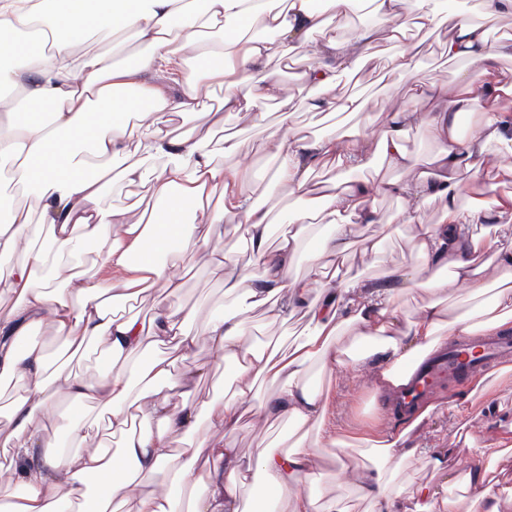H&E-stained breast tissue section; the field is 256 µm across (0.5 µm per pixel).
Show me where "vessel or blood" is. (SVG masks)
Segmentation results:
<instances>
[{"label": "vessel or blood", "instance_id": "obj_1", "mask_svg": "<svg viewBox=\"0 0 512 512\" xmlns=\"http://www.w3.org/2000/svg\"><path fill=\"white\" fill-rule=\"evenodd\" d=\"M512 359V337L501 334L465 336L426 358L408 382L395 388L388 405L393 412L410 415L449 379H465L485 367Z\"/></svg>", "mask_w": 512, "mask_h": 512}]
</instances>
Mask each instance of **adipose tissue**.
<instances>
[{
  "mask_svg": "<svg viewBox=\"0 0 512 512\" xmlns=\"http://www.w3.org/2000/svg\"><path fill=\"white\" fill-rule=\"evenodd\" d=\"M355 4L0 0V88L47 109L24 118L0 108V177L19 187L0 221V384L15 389L0 414V512H275L282 503L289 512H349L299 489L323 437L366 512H452L453 501L433 487L396 483L409 458L445 470L437 449L410 446L407 428L329 427L333 396L308 376L316 363L336 381L346 367L366 368L367 386L386 393L446 339L512 328V78L499 67L512 59V38L488 40L465 0H371L384 27L341 38L337 25ZM252 25L265 37L244 38ZM442 28L443 55L464 68L451 87L415 84L419 49L409 34ZM118 33L146 53L120 66L111 52L75 50L78 41ZM382 41L388 76L442 107L384 113L376 133L302 135L276 65L292 54L306 59L299 81L318 91L307 109L354 116L367 99L337 88ZM214 85L224 89L217 110L208 103ZM269 102L279 105L271 124ZM231 113L263 128L271 183L283 196L260 198L246 167L224 166L246 153L245 141L228 137L222 151L212 148L211 132ZM179 119L193 128L177 131ZM415 125L436 146L425 165L406 143ZM377 163L403 170L404 179L360 178ZM318 169L331 178L314 181ZM490 181L500 191L488 200ZM116 185L129 205L110 203ZM377 194L398 198L416 226L422 263L406 287L399 270L373 279L348 261L356 243L362 253L380 251L384 227L367 206ZM291 197L315 207L287 212V232L272 239L270 226ZM430 202L441 209L439 223L423 218ZM316 219L330 233L301 270L295 259ZM223 224L243 233L250 254L232 267L222 249L206 253L234 305L203 318L176 302V272ZM359 224L372 233L357 236ZM452 288L466 289L464 309L450 303ZM410 290L427 297L413 318L400 314ZM259 309L301 316V335L287 346L255 345L249 315ZM45 332L63 350L103 346L106 369L94 380L69 369ZM203 347L235 366L231 397L202 393ZM261 381L277 384L272 402L257 403ZM60 396L80 411L62 436L51 414ZM256 416L277 435L248 453L230 436ZM161 472L171 476L169 490L152 487ZM259 479L266 497L253 502L244 491ZM465 482L468 512H512L492 466H475Z\"/></svg>",
  "mask_w": 512,
  "mask_h": 512,
  "instance_id": "obj_1",
  "label": "adipose tissue"
}]
</instances>
